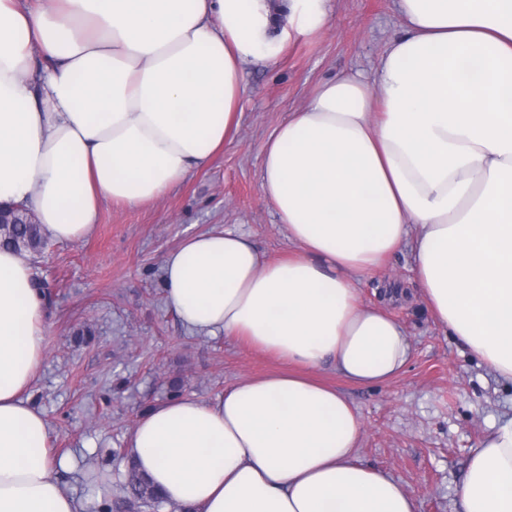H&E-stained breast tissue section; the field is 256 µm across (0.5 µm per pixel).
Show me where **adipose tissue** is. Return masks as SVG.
Segmentation results:
<instances>
[{
  "instance_id": "1",
  "label": "adipose tissue",
  "mask_w": 512,
  "mask_h": 512,
  "mask_svg": "<svg viewBox=\"0 0 512 512\" xmlns=\"http://www.w3.org/2000/svg\"><path fill=\"white\" fill-rule=\"evenodd\" d=\"M329 0H0V204L46 237L95 228L109 200L152 202L207 166L239 124L238 74L329 22ZM407 22L374 77L320 82L263 147L261 191L298 251L271 261L240 231L187 237L163 264L189 330L288 362L223 397L149 408L127 446L186 512H419L357 456L362 423L308 370L357 385L405 369L408 335L361 302L414 239L435 320L512 383V0H395ZM46 301L0 248V512H80L25 399L44 358ZM461 512H512V418L475 449Z\"/></svg>"
}]
</instances>
